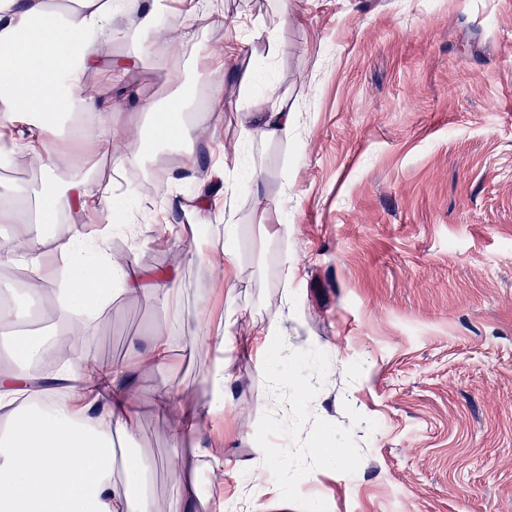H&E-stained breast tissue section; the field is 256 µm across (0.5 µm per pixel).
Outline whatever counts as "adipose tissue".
I'll return each mask as SVG.
<instances>
[{
    "mask_svg": "<svg viewBox=\"0 0 512 512\" xmlns=\"http://www.w3.org/2000/svg\"><path fill=\"white\" fill-rule=\"evenodd\" d=\"M58 10L51 0H0V123L26 125V133L0 135V164L20 156L42 163L34 192L16 188L15 199L0 204V223L14 227V238L27 257L26 291L54 292L55 339L67 347L46 386L30 366L46 353L36 334L13 335L15 364L0 370V512H158L147 490L151 455L128 448L133 402L132 379L145 366L169 362L165 337L151 348L113 367L84 358L81 324L108 291L141 293L166 302L179 287L177 273L147 272L112 257L108 242L111 218H98L102 228L84 235L80 226L46 239L61 199L77 200L79 209L93 210L95 194L87 181L60 182L57 173L78 162L55 146L74 117H82L80 136L105 151L110 143L111 94L86 95L83 80L98 61L95 44L129 39L147 44L150 21L168 11L167 0H143L145 27H117L122 9L116 0H74ZM185 102L154 114L160 139L182 144L180 171L193 180L198 165L190 144L195 127L186 119ZM295 128L286 102L269 112H254L240 121L243 139L263 137L285 141ZM68 261L64 285L52 290L38 258L46 243Z\"/></svg>",
    "mask_w": 512,
    "mask_h": 512,
    "instance_id": "ef3b65f1",
    "label": "adipose tissue"
}]
</instances>
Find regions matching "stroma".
Returning <instances> with one entry per match:
<instances>
[{
    "mask_svg": "<svg viewBox=\"0 0 512 512\" xmlns=\"http://www.w3.org/2000/svg\"><path fill=\"white\" fill-rule=\"evenodd\" d=\"M172 4L161 39L95 46L85 91L122 67L120 167L82 143L61 180L86 178L96 207L130 212L113 243L143 268L178 270L168 306L114 293L87 323L86 352L119 365L168 337V366L138 372L130 444L152 451L148 491L175 512L166 462L177 419L203 412L185 467L201 496L249 512H512V0H207ZM277 50H270V43ZM219 100L199 60L231 47ZM274 98H267V88ZM194 89L197 180L228 161L231 207L199 214L190 183L143 186L179 149L153 112ZM287 102L289 141L243 140L246 112ZM216 108L224 121L213 124ZM127 189L114 202L113 183ZM237 224L236 271L213 227ZM287 225L288 236L269 233ZM236 322L224 346L197 318ZM281 329L263 350L255 337ZM223 360L224 407L208 411ZM172 387L170 408L157 405ZM288 451V466L266 462Z\"/></svg>",
    "mask_w": 512,
    "mask_h": 512,
    "instance_id": "35a3bbf8",
    "label": "stroma"
}]
</instances>
